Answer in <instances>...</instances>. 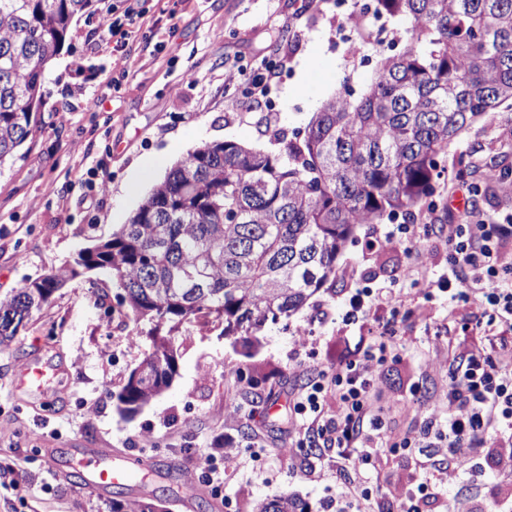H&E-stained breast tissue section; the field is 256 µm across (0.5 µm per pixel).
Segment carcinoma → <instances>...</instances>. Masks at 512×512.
<instances>
[{
    "label": "carcinoma",
    "instance_id": "1",
    "mask_svg": "<svg viewBox=\"0 0 512 512\" xmlns=\"http://www.w3.org/2000/svg\"><path fill=\"white\" fill-rule=\"evenodd\" d=\"M94 0H0V162L41 123L45 73L72 20ZM410 21L408 43L382 57L359 95L343 86L277 152L204 143L177 162L126 223L58 271L0 296V312L104 270L122 303L152 327L149 349L116 395L134 414L178 371L173 336L220 327L258 336L336 282L360 224L410 219L436 192L439 159L467 127L512 106V0H375ZM142 500L112 512H153ZM256 512H306L288 495Z\"/></svg>",
    "mask_w": 512,
    "mask_h": 512
}]
</instances>
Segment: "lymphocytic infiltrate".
<instances>
[{
	"label": "lymphocytic infiltrate",
	"instance_id": "lymphocytic-infiltrate-1",
	"mask_svg": "<svg viewBox=\"0 0 512 512\" xmlns=\"http://www.w3.org/2000/svg\"><path fill=\"white\" fill-rule=\"evenodd\" d=\"M280 70L267 59L255 60L250 81H243L239 66L224 69L225 89L242 88L252 106H261ZM436 209H428L417 224H398L368 244H398L413 258L431 251L430 239L442 233L446 258L429 287L446 292L453 301L484 309L490 323L512 326V260L504 249L512 241V215H469L464 224H436ZM410 274L371 284L354 283L342 316L343 326L368 324L372 309L388 310V319L371 332L370 342L339 361L330 381L314 377L293 400L302 419L306 445L332 448L354 472L376 467L381 452L432 448L448 457L442 477L456 481L461 473L475 472L482 461L498 470L512 471V358L498 354L495 345L460 352L450 364L433 363L432 371H447L440 410L426 416L415 435L392 439L383 417L372 408L387 363L401 360L404 351L407 291L415 287ZM336 395L335 410L324 408L327 392Z\"/></svg>",
	"mask_w": 512,
	"mask_h": 512
}]
</instances>
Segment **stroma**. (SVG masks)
Here are the masks:
<instances>
[{
    "instance_id": "1",
    "label": "stroma",
    "mask_w": 512,
    "mask_h": 512,
    "mask_svg": "<svg viewBox=\"0 0 512 512\" xmlns=\"http://www.w3.org/2000/svg\"><path fill=\"white\" fill-rule=\"evenodd\" d=\"M310 0H141V37L100 35L97 16L122 17L126 0H96V12L75 18L65 46L45 73V105L33 141L0 164V294L27 279L65 267L75 254L109 238L141 203L127 187L144 159L166 160L159 176L202 143L233 140L277 151V133L305 127L320 105L343 84L363 90L374 77L353 61L355 48L339 34L333 0L320 9ZM278 41L286 54L267 104L277 112L273 128L260 115L224 103V65H247ZM127 42L135 73L120 78L114 65L116 44ZM160 44L157 52L145 43ZM100 99L91 107L90 99ZM472 173L475 208L484 213L512 212V184L484 185L486 162L512 167V111L486 113L451 143L440 160L438 196L451 191L447 175L458 156ZM369 225H358L337 259L336 283L321 289L288 321L268 326L259 341L248 334L226 337L190 328L176 339L178 374L172 386L125 417L115 393L150 346L149 323L125 314L118 288L103 271L70 281L52 303L0 348V465L19 468L22 479L0 487V512H112L113 500L157 497L163 512H197V497L210 499L213 512H255L259 501L288 494L308 512H326L355 481L334 452L315 456L292 448L288 425L294 420L290 393L310 376L331 371L338 360L367 338L351 327L336 335L338 307L353 270L383 281L413 268L418 285L409 291L416 312L418 343L401 362L385 367L373 406L384 412L394 436L407 435L423 410L410 396L421 384L438 399L442 374L427 373L430 360L454 358L473 336L458 321L471 317L464 304L449 308L448 296L426 293L430 257L410 261L402 246L366 248ZM448 325L458 347L436 343L437 325ZM315 338L304 354L296 341L306 330ZM39 356L59 376L49 397L17 390L23 363ZM228 433L245 441L224 467V491L214 495L199 477L212 438ZM117 454L128 462L156 465L148 483L129 481L101 489L73 480L69 460L84 451ZM440 463L431 449L383 453L367 475L373 491L367 512H380L389 491L408 475L435 474ZM512 476L493 469L467 475L452 485L432 482L430 512H451L459 496L476 495L486 512H512L492 498L497 485Z\"/></svg>"
}]
</instances>
